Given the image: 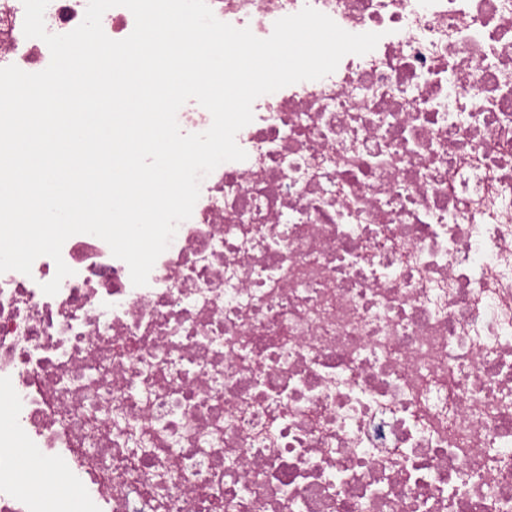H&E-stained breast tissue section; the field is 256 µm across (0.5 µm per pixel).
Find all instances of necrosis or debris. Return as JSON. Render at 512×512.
I'll return each instance as SVG.
<instances>
[{"label":"necrosis or debris","instance_id":"1","mask_svg":"<svg viewBox=\"0 0 512 512\" xmlns=\"http://www.w3.org/2000/svg\"><path fill=\"white\" fill-rule=\"evenodd\" d=\"M207 3L381 39L254 101L147 285L90 234L56 295L0 273V512H512V0ZM24 17L0 68L36 73Z\"/></svg>","mask_w":512,"mask_h":512}]
</instances>
